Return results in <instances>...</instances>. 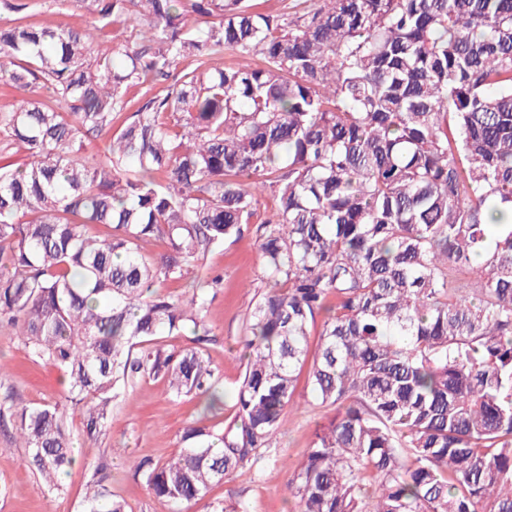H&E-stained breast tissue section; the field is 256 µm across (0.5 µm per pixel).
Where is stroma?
<instances>
[{
    "label": "stroma",
    "mask_w": 512,
    "mask_h": 512,
    "mask_svg": "<svg viewBox=\"0 0 512 512\" xmlns=\"http://www.w3.org/2000/svg\"><path fill=\"white\" fill-rule=\"evenodd\" d=\"M20 18L22 23L35 26H86L93 20L81 0H41L40 8L21 13ZM257 236L256 224L244 225L241 238L226 241L223 247L205 256L202 266L188 268L181 279L161 285L162 291L180 295L187 293L202 271L221 277L210 290V334L202 348L224 393L223 410L203 415L197 398L174 399L161 380L146 377L121 391L112 405V419L97 440L80 438L81 417L69 412V426L77 435V460L65 480V494L53 498L29 467L25 449L11 447L15 421L4 417L0 420V512H83L84 468L96 462L105 463L103 483L111 494L125 500L128 512H173L169 502L155 497L143 477L130 470L128 461H166L182 448L187 426L198 423L220 428L231 419L233 394L242 375L239 341L255 303L266 290L255 246ZM0 364L9 369V384L22 404L66 405L62 372L53 365L32 360L17 339L1 332ZM296 398L302 403L301 409L285 410V424L273 436L259 469L240 470L224 484L214 486L211 498L227 503L244 499L248 512H297L284 489L288 479L286 465L303 458L315 429L327 422L334 411L312 400L306 384H299Z\"/></svg>",
    "instance_id": "35a3bbf8"
}]
</instances>
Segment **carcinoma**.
<instances>
[{
    "label": "carcinoma",
    "instance_id": "1",
    "mask_svg": "<svg viewBox=\"0 0 512 512\" xmlns=\"http://www.w3.org/2000/svg\"><path fill=\"white\" fill-rule=\"evenodd\" d=\"M80 2L89 27L24 25L11 15L37 0H0V75L23 91L0 137L26 153L0 160V332L63 371L83 435L145 377L224 403L202 351L156 344L202 340L217 280L159 286L238 239L266 194L269 291L240 340L234 415L135 473L177 512H247L210 490L260 463L304 373L334 415L290 468L298 512H512V0H320L287 22L248 0ZM118 20L129 37L92 52ZM223 52L263 65L223 67ZM101 132L103 155L78 156ZM156 239L169 252L152 257ZM4 412L62 493L67 412L11 389ZM104 468L85 512H128Z\"/></svg>",
    "mask_w": 512,
    "mask_h": 512
}]
</instances>
